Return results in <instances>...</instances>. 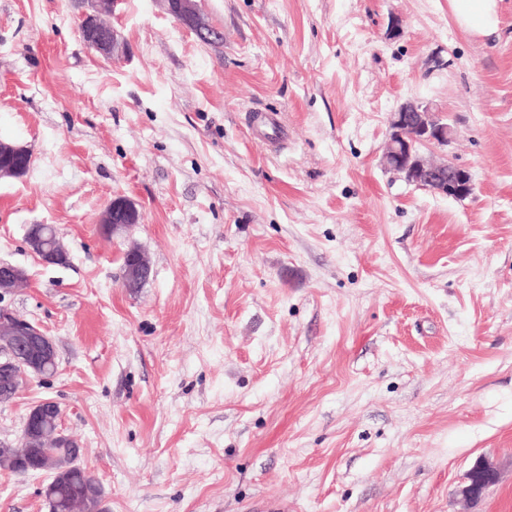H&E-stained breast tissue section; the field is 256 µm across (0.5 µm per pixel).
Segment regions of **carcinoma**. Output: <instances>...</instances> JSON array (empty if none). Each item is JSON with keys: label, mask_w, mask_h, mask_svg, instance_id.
Instances as JSON below:
<instances>
[{"label": "carcinoma", "mask_w": 512, "mask_h": 512, "mask_svg": "<svg viewBox=\"0 0 512 512\" xmlns=\"http://www.w3.org/2000/svg\"><path fill=\"white\" fill-rule=\"evenodd\" d=\"M57 418L49 417L42 425L39 439L23 449L26 455L44 456L43 464L51 474L50 489L44 492L49 512H90L85 492L94 489L96 480L89 474L70 470V450L55 444Z\"/></svg>", "instance_id": "carcinoma-1"}]
</instances>
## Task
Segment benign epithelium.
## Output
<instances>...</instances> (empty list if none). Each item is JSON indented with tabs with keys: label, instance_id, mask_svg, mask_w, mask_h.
<instances>
[{
	"label": "benign epithelium",
	"instance_id": "obj_1",
	"mask_svg": "<svg viewBox=\"0 0 512 512\" xmlns=\"http://www.w3.org/2000/svg\"><path fill=\"white\" fill-rule=\"evenodd\" d=\"M162 5L172 17L178 18V24L195 31L199 36L208 38L213 34L203 20L196 0H161ZM120 0H96V14L83 16L79 28L86 45L102 54L113 55L118 52L120 43L116 31L109 29L100 36L98 23L100 15L111 13ZM392 129L387 143L385 160L387 165L404 179L424 189L454 200H465L475 189L470 172L449 159L435 160L424 150L432 147H445L454 137L452 127L444 122L430 104L410 101L390 116ZM30 156V152L12 143L0 141V178L19 177L27 172L20 159ZM141 216L136 204L125 196H117L109 203L102 219L101 228L105 235L111 236L140 222ZM27 245L42 263L52 265L67 259L68 251L59 237L51 244H45L42 230L27 233ZM124 284L136 287L150 276V266L145 255L130 249L123 256ZM25 269L11 263L0 261V294L10 293L27 282ZM0 373L18 384L25 376L40 379L49 377L47 366L56 361L57 351L54 341L41 326L21 318L12 311L0 308ZM59 410L53 399H43L34 405L26 418L20 444L37 436L42 420ZM495 484L499 481V470L488 461H478L465 475L459 493L464 500L475 503L483 494L479 479Z\"/></svg>",
	"mask_w": 512,
	"mask_h": 512
}]
</instances>
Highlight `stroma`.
Segmentation results:
<instances>
[{"instance_id": "stroma-1", "label": "stroma", "mask_w": 512, "mask_h": 512, "mask_svg": "<svg viewBox=\"0 0 512 512\" xmlns=\"http://www.w3.org/2000/svg\"><path fill=\"white\" fill-rule=\"evenodd\" d=\"M197 7L220 40L121 0L107 58L88 0H0V141L32 155L0 179V261L30 277L0 306L58 362L0 402V441L55 399L107 512H462L482 458L500 478L471 512H512V0L484 39L448 0ZM411 100L455 129L467 199L384 166ZM119 195L142 220L107 238ZM48 480L0 469V512H49ZM118 3H120V0L96 1V16L92 13H90L91 16L85 14L79 24L80 34L86 45L102 55H114L120 47L116 31L113 28H110L109 32L103 37H100L98 28L99 20H101L100 15L113 12ZM27 245L44 264H58L67 259L68 251L56 231H54L52 243L46 246L45 239L42 237V230H32L27 233ZM124 284L127 287H136L144 283L150 276V266L145 255L137 250L130 249L123 256Z\"/></svg>"}]
</instances>
